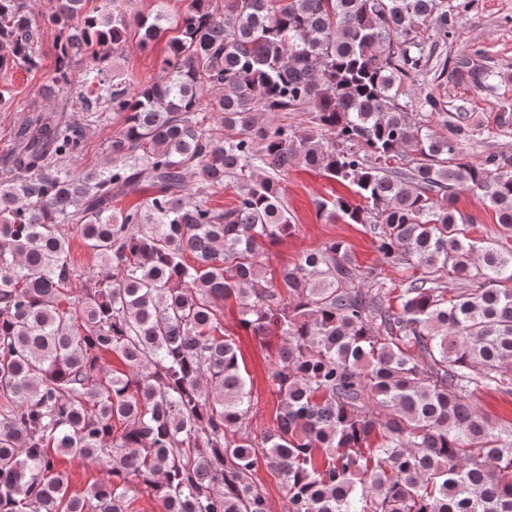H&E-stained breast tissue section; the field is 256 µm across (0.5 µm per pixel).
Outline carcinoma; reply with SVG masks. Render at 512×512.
<instances>
[{"label":"carcinoma","mask_w":512,"mask_h":512,"mask_svg":"<svg viewBox=\"0 0 512 512\" xmlns=\"http://www.w3.org/2000/svg\"><path fill=\"white\" fill-rule=\"evenodd\" d=\"M50 2L0 0V75L38 69L52 25L46 99L79 59L61 109L123 126L103 167L81 169L84 127L33 105L0 159V512H130L141 485L163 512H268L261 466L285 512H512V428L473 401L512 396V164L460 162L467 115L448 136L432 98L420 118L400 102L423 59L413 29L436 15L448 36V0H189L179 15L157 0L133 18L122 0ZM131 29L168 47L136 88L111 64ZM261 112H306L313 130ZM298 166L359 198L318 217L369 227L382 261L420 271L399 309L393 289L354 285L342 240L262 275L295 232L282 180ZM229 179L234 205L211 206ZM462 189L492 207L499 240L469 238ZM64 224L97 270L82 273ZM447 271L465 284L450 297ZM232 297L253 336L281 339L275 425L253 438L237 436L252 388L216 305ZM112 352L128 372L104 368ZM57 454L100 459L108 478L69 497ZM256 479L268 499L270 512H285L286 492L280 482L263 467L257 471Z\"/></svg>","instance_id":"carcinoma-1"}]
</instances>
